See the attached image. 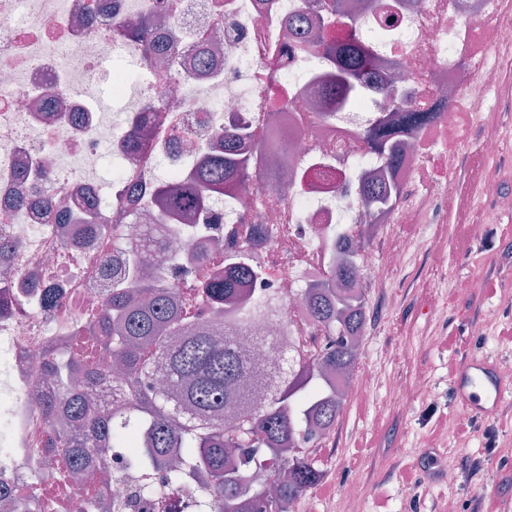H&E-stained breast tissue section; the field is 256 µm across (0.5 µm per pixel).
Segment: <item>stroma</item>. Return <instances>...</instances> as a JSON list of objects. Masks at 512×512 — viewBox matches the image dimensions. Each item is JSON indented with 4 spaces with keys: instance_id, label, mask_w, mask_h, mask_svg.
<instances>
[{
    "instance_id": "35a3bbf8",
    "label": "stroma",
    "mask_w": 512,
    "mask_h": 512,
    "mask_svg": "<svg viewBox=\"0 0 512 512\" xmlns=\"http://www.w3.org/2000/svg\"><path fill=\"white\" fill-rule=\"evenodd\" d=\"M491 131L505 140L494 157L480 149ZM454 135L451 173L433 167L427 176L440 195L429 222L396 225L388 241L369 245L371 261L392 247L404 262L382 287L365 289L372 321L360 360L370 386L347 404L334 449L315 458L323 478L308 494L317 512H441L476 494L490 512H512V482L502 478L512 469V413L474 416V433L458 438L465 411L451 383L471 356L512 369V343L498 334L512 324V213L485 221L489 183L512 191V110L462 113ZM490 270L499 282L492 293L481 289ZM395 346L404 350L397 359ZM398 382L428 386L433 397L399 403ZM447 470L455 481L443 479ZM354 473L363 489L352 498L345 486Z\"/></svg>"
}]
</instances>
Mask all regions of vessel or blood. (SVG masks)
<instances>
[{"label": "vessel or blood", "instance_id": "1", "mask_svg": "<svg viewBox=\"0 0 512 512\" xmlns=\"http://www.w3.org/2000/svg\"><path fill=\"white\" fill-rule=\"evenodd\" d=\"M453 390L456 401L464 408L489 416L512 392V383L505 381L493 364L476 359L455 371Z\"/></svg>", "mask_w": 512, "mask_h": 512}]
</instances>
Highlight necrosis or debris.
Returning a JSON list of instances; mask_svg holds the SVG:
<instances>
[{
  "instance_id": "necrosis-or-debris-1",
  "label": "necrosis or debris",
  "mask_w": 512,
  "mask_h": 512,
  "mask_svg": "<svg viewBox=\"0 0 512 512\" xmlns=\"http://www.w3.org/2000/svg\"><path fill=\"white\" fill-rule=\"evenodd\" d=\"M343 0L376 60L375 83L355 101L317 104L333 68L313 44H298L288 25L304 0H0V401L11 418L9 453L0 455V484L28 512H57L48 495V425L39 402L48 389L41 355L72 357L78 327L95 322L112 288L103 263L124 269L157 213L163 181L191 175L210 156L224 128L238 121L251 137L240 149L254 175L212 195L206 208L170 225L154 257L165 268L187 267L204 282L224 273V254L245 251L257 266L247 289L270 307L251 325L247 346L271 348L314 365L328 339L300 302L333 253L328 244L350 226L389 234L393 224L421 223L417 210L380 211L362 194L365 180L404 182L430 159L447 161L459 142L449 132L461 113L481 112L499 84L493 56L512 46V14L501 0H377L356 12ZM220 51L200 64L207 42ZM123 58L131 78L102 69ZM417 109L436 113L433 127L399 136L406 161L390 172L362 147L378 118L397 120L389 83ZM110 84L122 109L99 106ZM144 149L127 150L133 131ZM117 168L103 183L104 154ZM287 171L292 193L264 179ZM91 203L97 234L84 231L82 203ZM60 286L50 310L41 286ZM123 452L93 461V482L62 475L67 512H96L103 497L125 500L130 481Z\"/></svg>"
}]
</instances>
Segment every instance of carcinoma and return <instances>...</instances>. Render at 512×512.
I'll return each instance as SVG.
<instances>
[{"mask_svg": "<svg viewBox=\"0 0 512 512\" xmlns=\"http://www.w3.org/2000/svg\"><path fill=\"white\" fill-rule=\"evenodd\" d=\"M322 8L329 28L318 30L315 44L336 67L334 92L343 100L372 82V54L355 37L340 45L329 37L332 28L355 26L353 17L340 13L339 0H322ZM387 93L401 108L400 124L407 130L435 121L436 113L409 107L397 87H388ZM247 136V126L231 124L224 129L223 152L189 177L162 185V223L147 229L149 250L164 247L170 220L193 216L210 195L252 176L248 157L237 152ZM362 141L387 166H402V150L389 122L365 131ZM366 191L377 205L392 208L401 186L373 180ZM356 269L354 259L334 263L325 269L321 286L306 294L311 318L336 337L321 358L328 370L350 369L364 337L368 311ZM125 274L124 279L112 278L102 317L87 327V340L80 342L66 368L67 377L77 372L84 382L96 384L103 372L94 357L112 355L122 366L111 383L118 397L105 410L95 408L77 383L60 395L43 397L42 412L50 425L61 414L66 418L65 427L52 429L47 447L63 452L72 472L86 470L99 453L129 449L125 469L137 476L130 499L153 494L162 512H169L170 495L195 472L204 473L207 482L205 492L186 503L190 512H285L288 502L322 477L303 444L335 423L341 409L336 393L328 392L317 375L280 352L268 360L274 369L264 406L251 404L250 388L263 377L265 364L249 357L239 338L270 302L259 293L243 292L242 285L255 276L249 254L224 256V276L198 289L186 269L147 273L138 252ZM183 288L189 299L204 300L208 317L195 320L174 310L170 296ZM159 367L166 385L151 388L146 380ZM143 429L150 433L148 446L137 449L134 438Z\"/></svg>", "mask_w": 512, "mask_h": 512, "instance_id": "1", "label": "carcinoma"}]
</instances>
